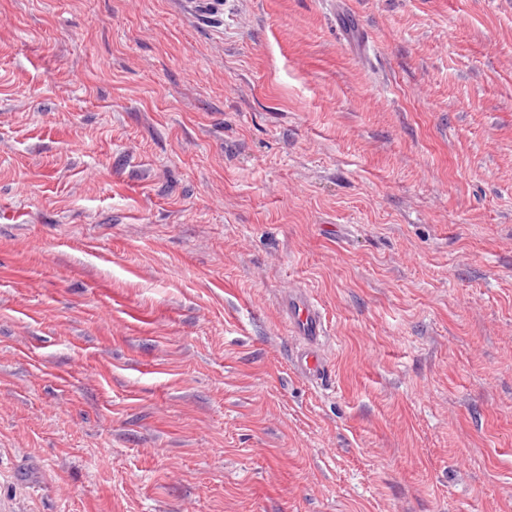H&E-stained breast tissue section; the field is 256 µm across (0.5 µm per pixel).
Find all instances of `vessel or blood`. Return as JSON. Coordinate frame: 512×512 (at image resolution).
Segmentation results:
<instances>
[{
    "label": "vessel or blood",
    "instance_id": "obj_1",
    "mask_svg": "<svg viewBox=\"0 0 512 512\" xmlns=\"http://www.w3.org/2000/svg\"><path fill=\"white\" fill-rule=\"evenodd\" d=\"M288 319L304 345L293 358L300 375L311 381L324 380L327 366L317 342L326 331L322 313L317 304L298 292L288 295Z\"/></svg>",
    "mask_w": 512,
    "mask_h": 512
}]
</instances>
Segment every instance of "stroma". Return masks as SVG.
<instances>
[{
    "instance_id": "35a3bbf8",
    "label": "stroma",
    "mask_w": 512,
    "mask_h": 512,
    "mask_svg": "<svg viewBox=\"0 0 512 512\" xmlns=\"http://www.w3.org/2000/svg\"><path fill=\"white\" fill-rule=\"evenodd\" d=\"M347 7L0 0V512H512V0ZM288 319L304 345L292 359L300 375L311 381H323L327 366L316 347L326 327L317 304L297 291L288 294Z\"/></svg>"
}]
</instances>
